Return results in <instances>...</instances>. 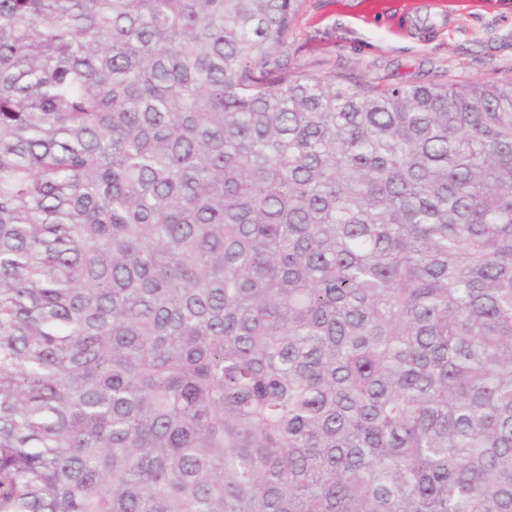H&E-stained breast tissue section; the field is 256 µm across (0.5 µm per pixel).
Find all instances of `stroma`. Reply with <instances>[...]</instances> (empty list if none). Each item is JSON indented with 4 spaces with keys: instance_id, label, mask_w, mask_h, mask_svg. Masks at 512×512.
<instances>
[{
    "instance_id": "1",
    "label": "stroma",
    "mask_w": 512,
    "mask_h": 512,
    "mask_svg": "<svg viewBox=\"0 0 512 512\" xmlns=\"http://www.w3.org/2000/svg\"><path fill=\"white\" fill-rule=\"evenodd\" d=\"M290 61L388 84L512 76V0H300Z\"/></svg>"
}]
</instances>
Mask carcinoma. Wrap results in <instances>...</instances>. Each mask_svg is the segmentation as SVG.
Masks as SVG:
<instances>
[{"label": "carcinoma", "mask_w": 512, "mask_h": 512, "mask_svg": "<svg viewBox=\"0 0 512 512\" xmlns=\"http://www.w3.org/2000/svg\"><path fill=\"white\" fill-rule=\"evenodd\" d=\"M298 2L0 0V512H512V77ZM296 70L388 84L512 76V0H301Z\"/></svg>", "instance_id": "1"}]
</instances>
